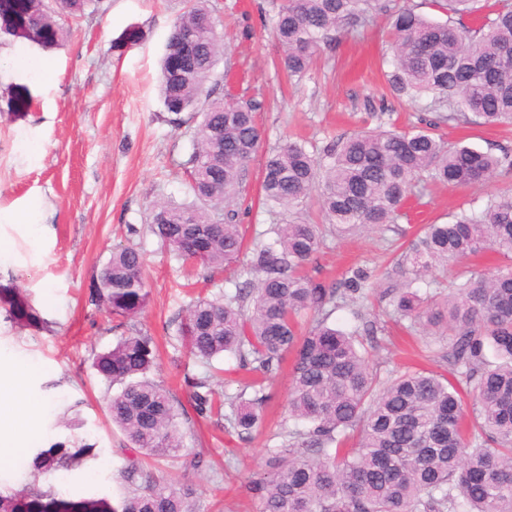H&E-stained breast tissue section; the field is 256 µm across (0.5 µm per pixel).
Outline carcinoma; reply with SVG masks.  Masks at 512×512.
Instances as JSON below:
<instances>
[{"label":"carcinoma","mask_w":512,"mask_h":512,"mask_svg":"<svg viewBox=\"0 0 512 512\" xmlns=\"http://www.w3.org/2000/svg\"><path fill=\"white\" fill-rule=\"evenodd\" d=\"M95 0H55L33 10L8 0L14 16L36 40L65 41L69 21ZM478 0H447L448 21L432 22L412 8L392 10L391 91L411 99L428 95L441 122L471 113L485 125L512 124V0L484 16L480 27L464 22ZM273 33L283 48L279 64L290 76L309 68L319 46L344 25L387 8L381 0H275ZM224 42L210 0H190L174 23L160 61L164 121L193 128L186 162L195 202L157 200L149 229L184 260L212 272L246 256L250 275L235 293L199 299L186 310L183 335L190 353L212 359L226 353L245 367L273 376L288 354V416L307 422L288 431L289 447L269 448L273 471L253 486L260 512H512V192L492 197L479 212L428 224L386 276L394 311L446 342L448 375L406 370L381 382L369 365L376 323L346 331L328 324L336 300L357 303L375 292L361 268L331 285L304 273L322 245L320 227L296 218L273 224L270 239L243 254L235 197L262 132L257 100L231 104L224 74L216 73ZM436 124L413 131L362 130L333 137L320 152L297 140L274 150L262 170L264 199L293 209L310 195L339 233L391 228L415 183L427 177L451 186L488 181L512 172V157L462 146L447 148ZM493 251L508 261L492 275L469 271L448 292L422 294L413 284L440 267ZM144 258L132 246L116 247L92 288V301L110 315L133 318L147 306ZM21 326L42 319L18 288H1L0 304ZM317 319L299 334L298 317ZM498 359H486V349ZM157 353L138 331L94 356L97 374L121 390L106 400L108 416L130 448L170 460L198 461L183 453L179 402L148 378ZM200 416L216 408L208 380L191 383ZM267 395L231 403V422L250 434L262 421ZM94 455L91 445L56 443L38 451L36 471L70 469ZM127 492L120 506L105 499L70 501L51 487L0 494V512H192L193 489L146 471L132 459L123 471Z\"/></svg>","instance_id":"obj_1"}]
</instances>
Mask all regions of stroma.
Returning <instances> with one entry per match:
<instances>
[{
    "label": "stroma",
    "instance_id": "35a3bbf8",
    "mask_svg": "<svg viewBox=\"0 0 512 512\" xmlns=\"http://www.w3.org/2000/svg\"><path fill=\"white\" fill-rule=\"evenodd\" d=\"M213 3L224 37L217 69L230 72L236 88L263 104L257 114L262 142L231 205L245 246L286 217L282 208L265 204L261 191L266 158L285 139L320 146L332 135L380 125L408 130L435 118L429 96L410 100L387 84L388 13L339 31L335 41L321 45L310 70L291 80L278 67L282 50L270 0ZM186 6V0H98L94 13L53 48L29 41L21 27L0 19V288L24 290L47 323L43 329L20 326L0 306V362H29L34 372L24 390L47 403L42 433L31 439V449L58 442L95 447L94 457L72 470L39 473L24 458L0 470L2 493L50 486L66 500L118 503L127 440L112 425L105 401L120 387L97 375L92 362L134 330L157 345L158 366L150 377L184 407V446L202 459L200 469L172 472L177 485L193 488L194 512H259L251 484L270 472L268 449L284 447L294 426L288 417V359L265 384V419L250 436L234 431L230 409L203 419L190 405L187 378L211 377L226 399L243 387L245 373L233 356L193 357L180 327L193 299L234 291L245 276L238 265L210 275L182 261L162 249L145 224L152 201L191 199L183 163L192 138L164 121L157 80L167 37ZM436 133L452 146L512 151V126L461 120L440 123ZM510 190L512 175L463 187L428 183L408 201L394 230L340 236L323 225L324 242L307 271L325 284L352 267L383 280L401 254L403 237H414L422 225L448 222L458 210H481L491 196ZM119 245L140 249L145 259L149 302L131 320L107 315L90 297ZM361 317L385 326L371 361L380 376L407 362L446 371L443 341H421L409 321L395 319L382 295L360 309L340 305L329 322L350 330Z\"/></svg>",
    "mask_w": 512,
    "mask_h": 512
}]
</instances>
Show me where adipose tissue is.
<instances>
[{"label":"adipose tissue","mask_w":512,"mask_h":512,"mask_svg":"<svg viewBox=\"0 0 512 512\" xmlns=\"http://www.w3.org/2000/svg\"><path fill=\"white\" fill-rule=\"evenodd\" d=\"M31 367L23 361L0 364V469L25 457L26 440L38 433L43 412L41 400L26 396L21 384Z\"/></svg>","instance_id":"ef3b65f1"}]
</instances>
